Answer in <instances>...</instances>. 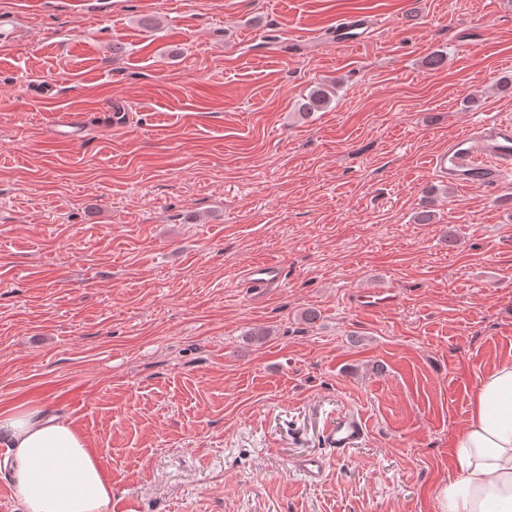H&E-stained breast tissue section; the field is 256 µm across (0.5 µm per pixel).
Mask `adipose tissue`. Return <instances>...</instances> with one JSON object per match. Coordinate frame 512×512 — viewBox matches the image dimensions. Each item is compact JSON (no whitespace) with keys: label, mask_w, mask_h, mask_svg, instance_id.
Masks as SVG:
<instances>
[{"label":"adipose tissue","mask_w":512,"mask_h":512,"mask_svg":"<svg viewBox=\"0 0 512 512\" xmlns=\"http://www.w3.org/2000/svg\"><path fill=\"white\" fill-rule=\"evenodd\" d=\"M5 468L23 512H108L112 485L70 422L42 408L0 414ZM458 467L439 512H512V363L486 374L454 441Z\"/></svg>","instance_id":"ef3b65f1"}]
</instances>
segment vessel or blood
Returning a JSON list of instances; mask_svg holds the SVG:
<instances>
[{"instance_id": "vessel-or-blood-1", "label": "vessel or blood", "mask_w": 512, "mask_h": 512, "mask_svg": "<svg viewBox=\"0 0 512 512\" xmlns=\"http://www.w3.org/2000/svg\"><path fill=\"white\" fill-rule=\"evenodd\" d=\"M379 28L358 16L342 18L336 25V42L340 45L355 44L377 36ZM59 139L78 140L82 124L77 115L65 113L54 122ZM431 169L435 177L454 186L497 187L505 172L512 170V120L495 115L482 118L465 132L449 137L447 147L432 157ZM285 276L280 263L254 262L239 274L241 287L246 288L254 300L264 299L278 287ZM367 424L357 413H346L329 425L325 434L328 447L336 450L352 448L363 441ZM297 469L307 482H320L327 469L321 457L306 456L296 462Z\"/></svg>"}]
</instances>
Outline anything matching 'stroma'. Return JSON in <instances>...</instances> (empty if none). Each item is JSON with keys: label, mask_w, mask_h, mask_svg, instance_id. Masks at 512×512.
<instances>
[{"label": "stroma", "mask_w": 512, "mask_h": 512, "mask_svg": "<svg viewBox=\"0 0 512 512\" xmlns=\"http://www.w3.org/2000/svg\"><path fill=\"white\" fill-rule=\"evenodd\" d=\"M344 13L380 33L337 45ZM0 23V412L70 420L109 512H438L512 361V172L452 189L429 160L512 118V0H0ZM262 260L285 279L258 305ZM350 409L366 440L325 447ZM336 89L327 84L315 86L303 98V102L298 107V113L303 116H308L311 112H319L327 107L331 98L335 96ZM56 136L65 141H76L81 138L82 123L75 114L64 113L54 121ZM283 266L278 262L260 261L245 266L239 274V283L246 288L254 300L264 299L272 288H278L284 279ZM296 467L308 483H317L324 478L327 460L321 457L306 456L297 460Z\"/></svg>", "instance_id": "35a3bbf8"}]
</instances>
